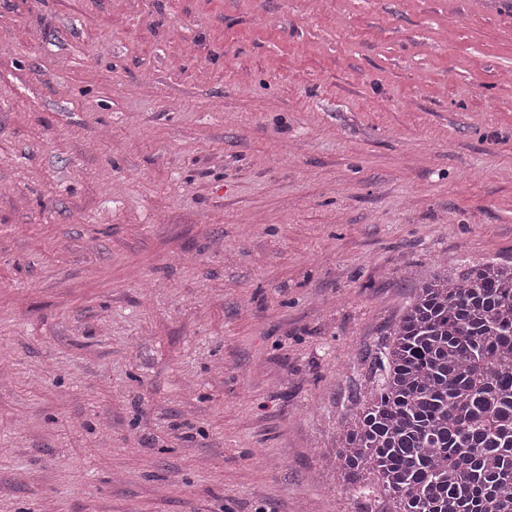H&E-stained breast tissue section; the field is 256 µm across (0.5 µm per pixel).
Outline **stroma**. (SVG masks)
Here are the masks:
<instances>
[{"mask_svg": "<svg viewBox=\"0 0 512 512\" xmlns=\"http://www.w3.org/2000/svg\"><path fill=\"white\" fill-rule=\"evenodd\" d=\"M485 259L512 0H0V512H372L320 451Z\"/></svg>", "mask_w": 512, "mask_h": 512, "instance_id": "1", "label": "stroma"}]
</instances>
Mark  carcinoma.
Listing matches in <instances>:
<instances>
[{"mask_svg":"<svg viewBox=\"0 0 512 512\" xmlns=\"http://www.w3.org/2000/svg\"><path fill=\"white\" fill-rule=\"evenodd\" d=\"M372 387L323 452L378 512H512V265L418 288L377 349Z\"/></svg>","mask_w":512,"mask_h":512,"instance_id":"cac0c4a2","label":"carcinoma"}]
</instances>
